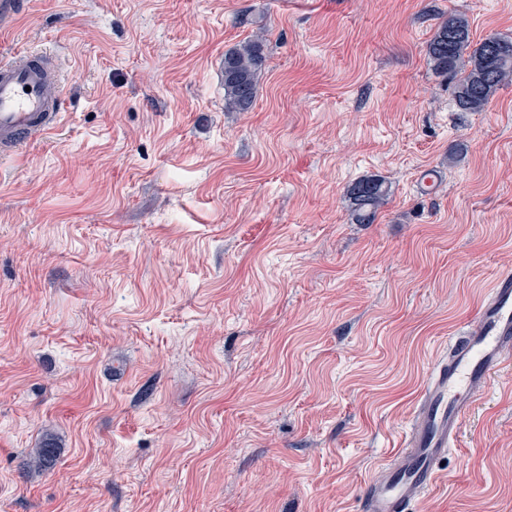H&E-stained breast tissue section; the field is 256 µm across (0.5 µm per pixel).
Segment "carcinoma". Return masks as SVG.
<instances>
[{"instance_id": "carcinoma-1", "label": "carcinoma", "mask_w": 512, "mask_h": 512, "mask_svg": "<svg viewBox=\"0 0 512 512\" xmlns=\"http://www.w3.org/2000/svg\"><path fill=\"white\" fill-rule=\"evenodd\" d=\"M425 55L436 74L455 80V104L461 112L485 111L498 89L512 81V38L494 35L475 43L467 19L459 14H450L438 24ZM265 61V39L261 35L224 53L226 110L246 112L252 107ZM347 195L354 223L372 224L389 196V187L385 179L368 176L352 183ZM56 457L57 445L47 436L34 450L29 466L48 469Z\"/></svg>"}]
</instances>
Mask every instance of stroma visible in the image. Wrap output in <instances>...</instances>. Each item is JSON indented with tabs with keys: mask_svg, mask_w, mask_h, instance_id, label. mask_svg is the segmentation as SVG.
Segmentation results:
<instances>
[{
	"mask_svg": "<svg viewBox=\"0 0 512 512\" xmlns=\"http://www.w3.org/2000/svg\"><path fill=\"white\" fill-rule=\"evenodd\" d=\"M451 13L512 38V0H13L0 54H55L68 107L0 165V512H358L512 271V84L458 111L424 51ZM504 358L412 512H512ZM265 50V39L262 35H256L224 53L220 72L221 78L224 77L226 110L246 112L252 107L257 94L258 76L266 61ZM347 195L354 223L371 224L389 196V187L385 179L368 176L352 183ZM57 448L53 438L46 436L43 438L39 448H35L29 461V466L38 470L52 467L56 461Z\"/></svg>",
	"mask_w": 512,
	"mask_h": 512,
	"instance_id": "35a3bbf8",
	"label": "stroma"
}]
</instances>
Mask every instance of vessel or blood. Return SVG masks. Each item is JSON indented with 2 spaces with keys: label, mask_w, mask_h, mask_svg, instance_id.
<instances>
[{
  "label": "vessel or blood",
  "mask_w": 512,
  "mask_h": 512,
  "mask_svg": "<svg viewBox=\"0 0 512 512\" xmlns=\"http://www.w3.org/2000/svg\"><path fill=\"white\" fill-rule=\"evenodd\" d=\"M57 65L38 54L0 57V158L54 130L61 115ZM512 349V271L492 280L474 315L434 362L417 400V423L394 463L364 486L360 512H410L436 483L465 415Z\"/></svg>",
  "instance_id": "1"
}]
</instances>
